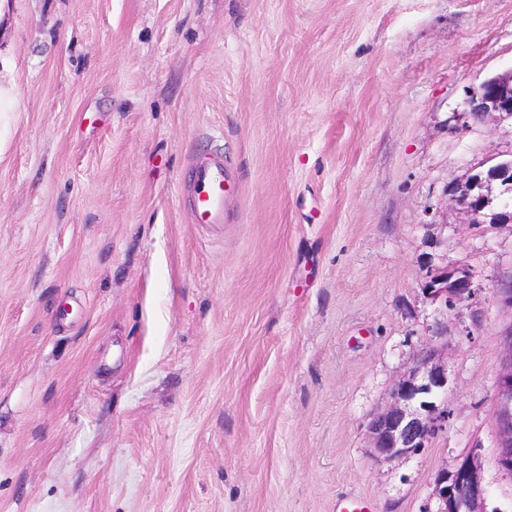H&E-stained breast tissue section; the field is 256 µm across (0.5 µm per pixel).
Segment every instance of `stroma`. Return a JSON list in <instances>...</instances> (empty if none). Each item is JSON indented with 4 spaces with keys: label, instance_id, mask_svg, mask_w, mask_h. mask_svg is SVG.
<instances>
[{
    "label": "stroma",
    "instance_id": "35a3bbf8",
    "mask_svg": "<svg viewBox=\"0 0 512 512\" xmlns=\"http://www.w3.org/2000/svg\"><path fill=\"white\" fill-rule=\"evenodd\" d=\"M10 4L0 512H435L495 442L512 224L446 190L512 154L468 104L512 69V0ZM214 138L241 193L203 227L181 189ZM459 264L444 316L423 284ZM425 348L448 427L376 457ZM473 275L467 267L432 270L423 285L427 295L448 312L457 302L475 294Z\"/></svg>",
    "mask_w": 512,
    "mask_h": 512
}]
</instances>
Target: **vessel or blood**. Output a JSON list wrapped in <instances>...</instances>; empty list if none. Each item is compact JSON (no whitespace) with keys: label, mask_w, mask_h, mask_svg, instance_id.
Segmentation results:
<instances>
[{"label":"vessel or blood","mask_w":512,"mask_h":512,"mask_svg":"<svg viewBox=\"0 0 512 512\" xmlns=\"http://www.w3.org/2000/svg\"><path fill=\"white\" fill-rule=\"evenodd\" d=\"M235 188V179L225 167L223 157L210 155L196 163L192 169L188 195L191 223H223L227 214L226 205Z\"/></svg>","instance_id":"1"}]
</instances>
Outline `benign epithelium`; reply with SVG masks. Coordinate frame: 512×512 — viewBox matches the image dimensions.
Here are the masks:
<instances>
[{
    "label": "benign epithelium",
    "instance_id": "benign-epithelium-1",
    "mask_svg": "<svg viewBox=\"0 0 512 512\" xmlns=\"http://www.w3.org/2000/svg\"><path fill=\"white\" fill-rule=\"evenodd\" d=\"M495 113L512 117V70L484 81L470 96L471 116L482 120ZM495 186L502 195L512 193V157L449 184L447 195L469 215L471 224H512V204L496 201ZM423 288L445 310L475 294L472 273L459 266L432 270ZM502 336V366L495 382L493 460L498 469L512 474V323ZM418 362L412 373L393 387L389 406L367 423L371 448L379 458L414 455L429 447L448 426V411L433 402L448 390L447 369L433 362L430 349L419 354ZM483 460L482 444L477 441L452 473L438 474L434 484L436 512H485Z\"/></svg>",
    "mask_w": 512,
    "mask_h": 512
}]
</instances>
